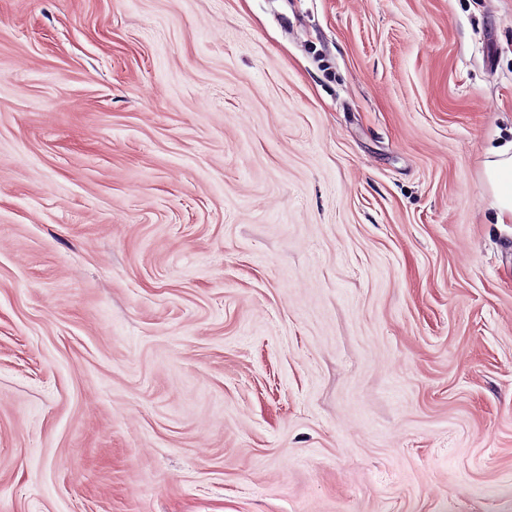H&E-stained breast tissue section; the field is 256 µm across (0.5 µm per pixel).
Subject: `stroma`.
Masks as SVG:
<instances>
[{
    "label": "stroma",
    "instance_id": "35a3bbf8",
    "mask_svg": "<svg viewBox=\"0 0 512 512\" xmlns=\"http://www.w3.org/2000/svg\"><path fill=\"white\" fill-rule=\"evenodd\" d=\"M512 0H0V512H512ZM484 163V179L498 210L497 221L512 224V140L489 152Z\"/></svg>",
    "mask_w": 512,
    "mask_h": 512
}]
</instances>
